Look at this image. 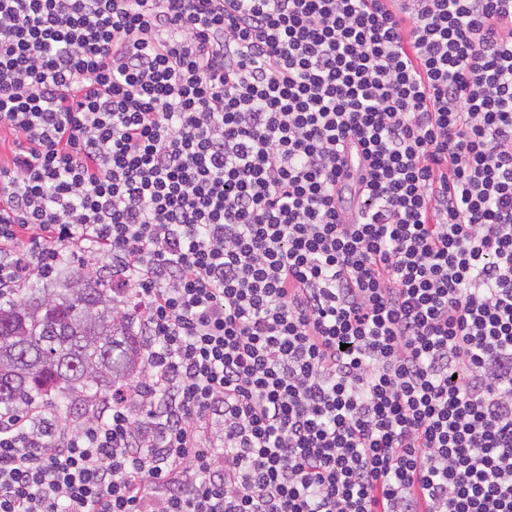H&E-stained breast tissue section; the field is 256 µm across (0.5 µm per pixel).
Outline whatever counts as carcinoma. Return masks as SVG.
Returning <instances> with one entry per match:
<instances>
[{"instance_id": "1", "label": "carcinoma", "mask_w": 512, "mask_h": 512, "mask_svg": "<svg viewBox=\"0 0 512 512\" xmlns=\"http://www.w3.org/2000/svg\"><path fill=\"white\" fill-rule=\"evenodd\" d=\"M63 288L30 282L17 297H0V408L40 400L80 417L134 382L142 370L143 315L112 312V278L84 279L67 268Z\"/></svg>"}]
</instances>
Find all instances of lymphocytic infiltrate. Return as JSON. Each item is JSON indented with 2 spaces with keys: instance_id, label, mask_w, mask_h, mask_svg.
I'll return each instance as SVG.
<instances>
[{
  "instance_id": "obj_1",
  "label": "lymphocytic infiltrate",
  "mask_w": 512,
  "mask_h": 512,
  "mask_svg": "<svg viewBox=\"0 0 512 512\" xmlns=\"http://www.w3.org/2000/svg\"><path fill=\"white\" fill-rule=\"evenodd\" d=\"M0 146V293L146 311L0 512H512V0H0Z\"/></svg>"
}]
</instances>
